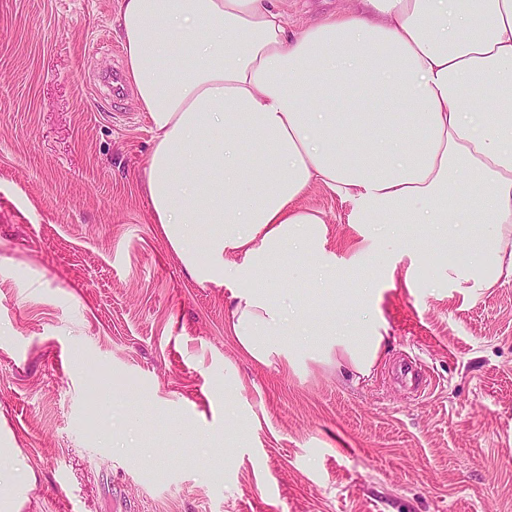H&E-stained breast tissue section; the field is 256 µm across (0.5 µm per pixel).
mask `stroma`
Returning a JSON list of instances; mask_svg holds the SVG:
<instances>
[{
    "label": "stroma",
    "instance_id": "obj_1",
    "mask_svg": "<svg viewBox=\"0 0 512 512\" xmlns=\"http://www.w3.org/2000/svg\"><path fill=\"white\" fill-rule=\"evenodd\" d=\"M348 0H284L291 30ZM119 0H0V470L14 512H512V281L435 279L409 224H362L313 185L315 267L379 296L377 365L352 380L300 337L247 357L231 288L194 280L154 224L150 125L123 67ZM415 273L406 282L407 273Z\"/></svg>",
    "mask_w": 512,
    "mask_h": 512
}]
</instances>
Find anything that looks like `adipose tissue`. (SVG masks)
Wrapping results in <instances>:
<instances>
[{"instance_id": "obj_1", "label": "adipose tissue", "mask_w": 512, "mask_h": 512, "mask_svg": "<svg viewBox=\"0 0 512 512\" xmlns=\"http://www.w3.org/2000/svg\"><path fill=\"white\" fill-rule=\"evenodd\" d=\"M277 2L119 0L126 75L154 133L153 220L198 282L241 281L228 312L240 349L295 359L268 342L287 313L266 272L324 244V218L297 204L315 184L354 200L360 223L421 224L441 248L449 225H468L478 264L441 263L437 277L511 280L512 105L479 108L474 93L512 102V0H353L296 34ZM197 224L220 227L204 263ZM317 279L315 304L334 303L335 271ZM340 298L378 306L365 286ZM382 341L374 318L324 352L366 376Z\"/></svg>"}]
</instances>
